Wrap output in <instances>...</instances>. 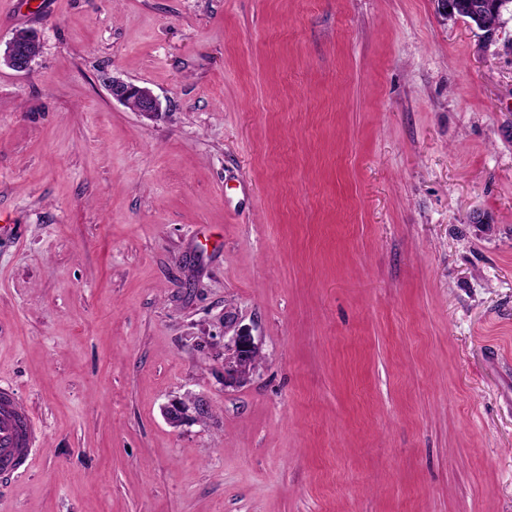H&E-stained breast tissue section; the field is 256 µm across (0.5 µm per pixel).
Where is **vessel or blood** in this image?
Listing matches in <instances>:
<instances>
[{
	"label": "vessel or blood",
	"mask_w": 512,
	"mask_h": 512,
	"mask_svg": "<svg viewBox=\"0 0 512 512\" xmlns=\"http://www.w3.org/2000/svg\"><path fill=\"white\" fill-rule=\"evenodd\" d=\"M36 427L32 414L12 387L0 386V476L27 468L34 449Z\"/></svg>",
	"instance_id": "b4317fda"
}]
</instances>
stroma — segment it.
I'll list each match as a JSON object with an SVG mask.
<instances>
[{
    "label": "stroma",
    "mask_w": 512,
    "mask_h": 512,
    "mask_svg": "<svg viewBox=\"0 0 512 512\" xmlns=\"http://www.w3.org/2000/svg\"><path fill=\"white\" fill-rule=\"evenodd\" d=\"M19 28L0 385L37 451L0 512H512V13L0 0ZM474 2H481L484 6L483 10V19H481V6L480 4H473L471 6L470 14L471 19L470 25L476 26L478 29L483 27L482 20L484 23V28L486 32H491L495 29L496 25L499 23L502 14L506 11L499 10L500 0H452V7L456 14V16H460L461 18L468 19V6ZM32 43L37 44L40 49V40L36 32L29 29L16 30L7 42L3 53V62L6 66L19 73L28 72L39 53V51L36 54L30 53L29 48ZM108 88L112 99L120 103L127 105L129 101L136 100L139 106L134 112L143 117L153 118L160 112V104L157 97L147 87L138 86L114 77L109 82ZM233 331L231 336H227ZM227 338V340H226ZM259 344L251 329L240 326L234 318H224V385L238 388L249 382L256 371ZM208 414L207 402L197 397L191 402L176 398L164 407V415L173 427H180L190 422L201 420Z\"/></svg>",
    "instance_id": "35a3bbf8"
}]
</instances>
